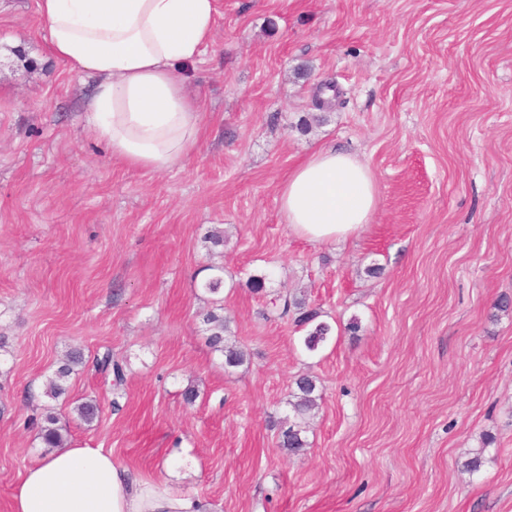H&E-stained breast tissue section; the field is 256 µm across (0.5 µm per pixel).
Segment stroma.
Instances as JSON below:
<instances>
[{
  "label": "stroma",
  "mask_w": 512,
  "mask_h": 512,
  "mask_svg": "<svg viewBox=\"0 0 512 512\" xmlns=\"http://www.w3.org/2000/svg\"><path fill=\"white\" fill-rule=\"evenodd\" d=\"M186 75L197 153L127 168L87 137L92 81L51 57L38 0H0V512L48 409L69 447L215 512H512V0H217ZM323 146L378 183L345 243L296 236L278 208ZM214 265L235 368L206 342ZM295 298L335 327L318 352L281 314ZM107 348L117 400L90 367ZM304 374L319 407L294 453L277 426ZM70 363H65L56 370L54 376L49 380L46 394L52 398H58L66 392L65 383L71 373L73 372L72 365L82 363V356L80 353H74L69 360ZM72 364V365H71Z\"/></svg>",
  "instance_id": "1"
}]
</instances>
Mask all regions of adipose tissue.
<instances>
[{
	"label": "adipose tissue",
	"mask_w": 512,
	"mask_h": 512,
	"mask_svg": "<svg viewBox=\"0 0 512 512\" xmlns=\"http://www.w3.org/2000/svg\"><path fill=\"white\" fill-rule=\"evenodd\" d=\"M217 0H39L49 51L94 81L88 136L126 167L160 172L199 148L200 105L181 64L210 45ZM378 191L350 153L321 148L278 191L282 220L313 243L345 241L370 223ZM11 512H213L204 500L150 483L97 448L64 447L27 468Z\"/></svg>",
	"instance_id": "obj_1"
}]
</instances>
